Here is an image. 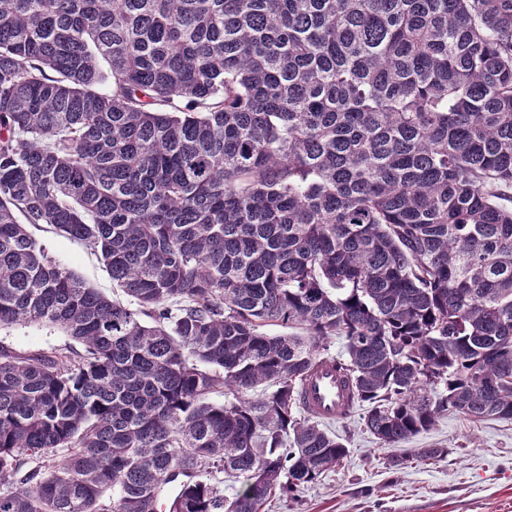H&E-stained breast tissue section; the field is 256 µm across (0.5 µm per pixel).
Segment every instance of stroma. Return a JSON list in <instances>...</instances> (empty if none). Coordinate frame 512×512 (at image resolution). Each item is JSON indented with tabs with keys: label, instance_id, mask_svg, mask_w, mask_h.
<instances>
[{
	"label": "stroma",
	"instance_id": "35a3bbf8",
	"mask_svg": "<svg viewBox=\"0 0 512 512\" xmlns=\"http://www.w3.org/2000/svg\"><path fill=\"white\" fill-rule=\"evenodd\" d=\"M30 232L58 264L109 297L124 300L99 257L82 241L45 224ZM3 349L22 355L83 351L61 331L34 324L1 329ZM331 428L346 439L347 459L301 490L297 504L275 497L265 512H512V420L473 421L445 414L431 431L398 447L395 452L410 459L398 471L386 467L393 451L379 447L362 424L338 420ZM433 446L447 448L448 457L415 462L417 449Z\"/></svg>",
	"mask_w": 512,
	"mask_h": 512
}]
</instances>
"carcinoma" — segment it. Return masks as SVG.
Returning <instances> with one entry per match:
<instances>
[{
	"mask_svg": "<svg viewBox=\"0 0 512 512\" xmlns=\"http://www.w3.org/2000/svg\"><path fill=\"white\" fill-rule=\"evenodd\" d=\"M19 322L84 352L0 350V512L295 500L348 455L300 400L329 360L382 448L512 420V0H0ZM29 231L58 264L69 268L109 297L129 303L130 298L112 281L99 257L82 241L60 235L46 224L29 226Z\"/></svg>",
	"mask_w": 512,
	"mask_h": 512,
	"instance_id": "1",
	"label": "carcinoma"
}]
</instances>
